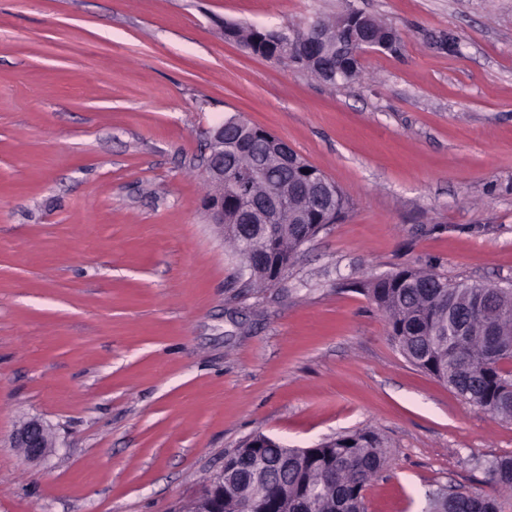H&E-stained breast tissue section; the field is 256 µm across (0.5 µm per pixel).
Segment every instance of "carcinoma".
<instances>
[{
    "label": "carcinoma",
    "mask_w": 512,
    "mask_h": 512,
    "mask_svg": "<svg viewBox=\"0 0 512 512\" xmlns=\"http://www.w3.org/2000/svg\"><path fill=\"white\" fill-rule=\"evenodd\" d=\"M224 35L252 44L267 57L268 36L237 25L224 26ZM266 131L239 116L224 119V180L251 183L257 179L278 184L285 169L274 159L263 174L249 171V160L237 156L232 142L256 139L266 153ZM348 205L341 189L332 187L323 204L313 197L288 204L281 222L284 232L268 238L260 228L234 224L224 234L237 263L240 288H266L276 283L298 254L302 239L315 236L323 208L333 212V224ZM370 299L386 315L389 335L416 367L447 384L479 412L512 421V288H487L483 283L448 282L434 271L407 268L365 285ZM269 459L288 455V468L273 472L266 484L242 476L245 464L229 455L225 468L237 474L243 496H253L270 512H365L362 492L389 464L387 446L375 431L366 429L323 441L315 448H267ZM476 465L484 468L486 483L512 491V456ZM506 502L482 490L456 493L431 503L432 512H503Z\"/></svg>",
    "instance_id": "carcinoma-1"
}]
</instances>
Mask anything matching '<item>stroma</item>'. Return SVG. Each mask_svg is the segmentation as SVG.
I'll return each instance as SVG.
<instances>
[{
	"label": "stroma",
	"instance_id": "1",
	"mask_svg": "<svg viewBox=\"0 0 512 512\" xmlns=\"http://www.w3.org/2000/svg\"><path fill=\"white\" fill-rule=\"evenodd\" d=\"M358 10L396 51L349 84L224 24ZM238 115L343 191L339 220L241 299L201 201ZM406 267L512 284V0H0V512H188L262 433L372 429L367 512L485 489L512 422L410 363L362 286ZM36 417L56 446L10 443ZM224 35L241 43L252 44L254 47V54L260 55L264 58L271 59L275 62H289L294 54L293 42L291 46H288L287 42L279 41L276 45V49L273 54L269 56L270 51L268 35L253 31L252 28H244L237 25H226L224 26Z\"/></svg>",
	"mask_w": 512,
	"mask_h": 512
}]
</instances>
